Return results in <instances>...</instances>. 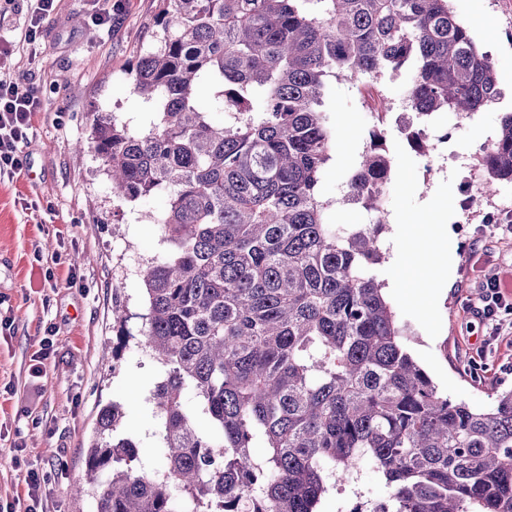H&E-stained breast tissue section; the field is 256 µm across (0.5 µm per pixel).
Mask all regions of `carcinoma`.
Returning a JSON list of instances; mask_svg holds the SVG:
<instances>
[{
  "label": "carcinoma",
  "mask_w": 512,
  "mask_h": 512,
  "mask_svg": "<svg viewBox=\"0 0 512 512\" xmlns=\"http://www.w3.org/2000/svg\"><path fill=\"white\" fill-rule=\"evenodd\" d=\"M159 26L130 70L156 122L96 112L90 145L114 198H164L167 249L140 270L163 467L109 404L75 493L95 512H171L173 484L192 512H320L366 460L380 512H512V390L489 409L448 399L386 296L385 225L332 224L322 195L330 79L409 71L419 117L502 98L451 0H161ZM479 166L484 192L512 183V112ZM393 179L381 127L341 202L376 208Z\"/></svg>",
  "instance_id": "1"
}]
</instances>
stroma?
Masks as SVG:
<instances>
[{
  "label": "stroma",
  "instance_id": "35a3bbf8",
  "mask_svg": "<svg viewBox=\"0 0 512 512\" xmlns=\"http://www.w3.org/2000/svg\"><path fill=\"white\" fill-rule=\"evenodd\" d=\"M159 0H128L111 29L93 26L95 0H57L36 41L19 45L32 0H0V41L15 43L10 76L36 88L42 107L23 147L27 168L0 179V504L26 512L27 469L49 475L44 512H91L90 495L73 486L86 469L99 410L119 403L125 426L139 440L147 469L163 456L155 434L151 392L158 368L140 345L144 296L139 270L165 253L155 218L162 198L113 199L110 181L89 146L90 116L106 112L131 131L156 120L130 89L129 68L156 46ZM456 15L489 51L504 95L458 126L443 154L475 152L495 137L512 110V0H452ZM325 110L335 148L322 194L335 224H368L372 212L342 204L341 187L373 127L350 82L331 81ZM388 146L397 179L383 200L387 231L382 277L407 328L406 345L452 401L490 408L512 390V335L495 336L480 316L481 288L497 273L512 304V234L500 224H462L458 199L477 167L447 165L426 175L395 122ZM449 276L435 281L433 265ZM76 286H67L69 273ZM131 313L125 345L112 317L114 285Z\"/></svg>",
  "mask_w": 512,
  "mask_h": 512
}]
</instances>
